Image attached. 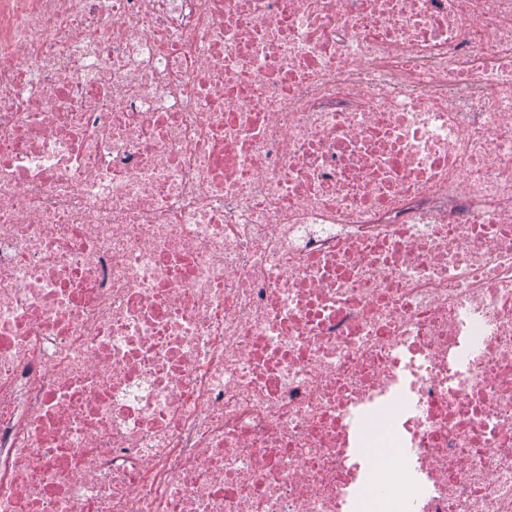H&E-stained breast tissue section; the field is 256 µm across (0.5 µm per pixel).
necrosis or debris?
I'll return each instance as SVG.
<instances>
[{
	"mask_svg": "<svg viewBox=\"0 0 512 512\" xmlns=\"http://www.w3.org/2000/svg\"><path fill=\"white\" fill-rule=\"evenodd\" d=\"M0 512H512V0H0Z\"/></svg>",
	"mask_w": 512,
	"mask_h": 512,
	"instance_id": "obj_1",
	"label": "necrosis or debris"
}]
</instances>
